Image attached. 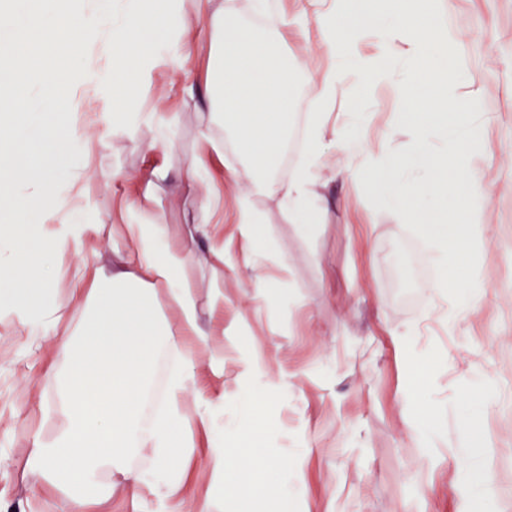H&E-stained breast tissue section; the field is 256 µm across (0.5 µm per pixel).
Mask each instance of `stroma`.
Returning a JSON list of instances; mask_svg holds the SVG:
<instances>
[{"instance_id":"1","label":"stroma","mask_w":512,"mask_h":512,"mask_svg":"<svg viewBox=\"0 0 512 512\" xmlns=\"http://www.w3.org/2000/svg\"><path fill=\"white\" fill-rule=\"evenodd\" d=\"M293 23L281 35L291 57L324 70L317 52L316 0H271ZM180 13L199 33L185 67L158 64L144 85L142 111L161 109L175 141L167 148L151 124L125 128L102 111L90 88L79 87L62 135L94 121L92 171L80 157L58 156L62 199L87 203V218L99 225L89 266L110 270L119 261L127 204L151 195L150 210L181 241L197 218L196 198L218 192L224 202V294L227 312L244 317L225 325L224 408L216 430L231 436L243 416L244 386L233 361L245 347L274 346L281 384L274 409L281 423L260 444L292 457L287 475L288 512H512V0H453L448 25L458 28L462 127L482 132L485 195L477 205L483 223L461 260L462 286L433 292L415 277L408 290L397 284L393 256L411 242L413 220L378 207L361 178L343 175L359 165L342 145L368 138L406 157L409 137L395 123L387 87L368 91L360 115L336 105L326 124L329 163L315 185L314 228L297 223L279 197L253 188L249 160L232 129L213 113L204 95L213 53L207 33L211 14L231 11L253 23L256 0H177ZM319 94L317 82L297 77L296 147L276 176L285 182L301 161ZM47 95L38 79L16 69L0 87V109L19 98L40 110ZM223 153H215L212 143ZM206 160V178L185 186L184 170ZM238 169L230 177V169ZM248 199L269 242L261 267L277 290L261 306L251 250L237 226L238 203ZM484 293L463 309L464 283ZM63 368L64 355L48 340L30 335L0 315V512H60L57 491L41 482L32 463L36 434L54 435L61 419H43L40 403L56 392L48 365ZM419 390L430 421L424 440L411 433L405 399ZM114 488L88 512H179L182 499L160 503L152 486L132 498L122 478L101 472Z\"/></svg>"}]
</instances>
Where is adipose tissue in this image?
Segmentation results:
<instances>
[{
	"label": "adipose tissue",
	"mask_w": 512,
	"mask_h": 512,
	"mask_svg": "<svg viewBox=\"0 0 512 512\" xmlns=\"http://www.w3.org/2000/svg\"><path fill=\"white\" fill-rule=\"evenodd\" d=\"M51 0H22L9 25H0V45L14 61L35 73L52 92L51 111H60L77 86L98 91L100 102H120L115 120L139 119L137 101L150 77V59L184 55L195 26L178 16L174 0H131L120 19L112 17V0H100L86 12L81 0H67V12H50ZM318 23L319 53L332 62L306 76L318 81L319 113L308 130L303 160L288 182L277 181L272 161L291 118L294 64L279 30L284 15L270 12L264 28L245 25L229 12L210 20L218 62L206 85L210 100L230 119L241 151L251 161L254 185L280 195L298 221L311 212L313 187L327 161L320 116L346 92L350 111L360 109L361 89L388 86L397 104V120L410 130L415 150L409 159L369 149L356 168L378 206L425 226L441 264L458 265L469 244L467 224L477 221L475 203L484 193L481 174L461 170L456 160L476 154L480 134L456 132L460 69L455 46L459 34L440 25L447 0H324ZM382 32L374 51L362 48L365 34ZM106 37L113 47L111 72L74 73L75 47L89 38ZM410 47L415 76L393 79L395 50ZM439 131L448 140L444 153L429 147L427 136ZM56 128L31 111L24 100L0 114V312L50 337L69 355L62 391L48 402L45 417H58L62 428L51 439H35L34 463L41 478L60 488V512H86L90 499L105 497L98 480L102 470L124 472L133 448L156 451L159 476L155 491L170 496L183 486L185 463L199 443L197 432L211 431L223 392L205 394L203 373L224 377V242L209 221L210 195L198 200L199 221L187 238L171 242L164 225L151 221L126 227L121 267L111 275L85 266L62 273L55 259L62 253L85 252L99 227L81 212L51 223L63 203L55 176ZM414 166V180L405 177ZM37 186L36 201L18 193L21 185ZM451 196L453 211H417L414 198ZM206 240L199 253L198 240ZM206 260L213 283L209 304L213 321L202 325L193 289L183 281L189 262ZM67 300H60V291ZM166 307H159V298ZM89 306L93 312L71 345L62 329L65 306ZM206 456L210 487L200 500H189L185 512H208L214 492L233 483L231 502L249 512H279L288 497L280 479L294 466L288 455L270 456L249 448L247 455L228 453L222 440L210 439Z\"/></svg>",
	"instance_id": "ef3b65f1"
}]
</instances>
